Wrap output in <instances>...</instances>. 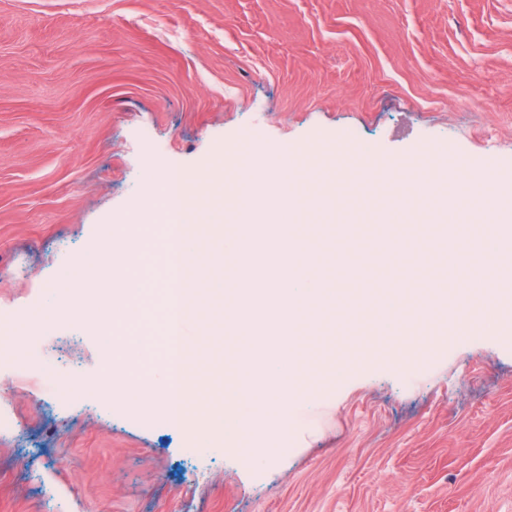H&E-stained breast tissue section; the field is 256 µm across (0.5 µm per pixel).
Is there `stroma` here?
<instances>
[{"mask_svg": "<svg viewBox=\"0 0 512 512\" xmlns=\"http://www.w3.org/2000/svg\"><path fill=\"white\" fill-rule=\"evenodd\" d=\"M356 130L357 140L345 139ZM252 146L256 185L336 147V179L438 175L512 187V0H0V311L26 315L65 251L166 180ZM40 348L83 389L0 365V512H512V340L495 320L429 360L353 361L266 424L271 460L196 448L187 428L113 400L98 304Z\"/></svg>", "mask_w": 512, "mask_h": 512, "instance_id": "stroma-1", "label": "stroma"}]
</instances>
